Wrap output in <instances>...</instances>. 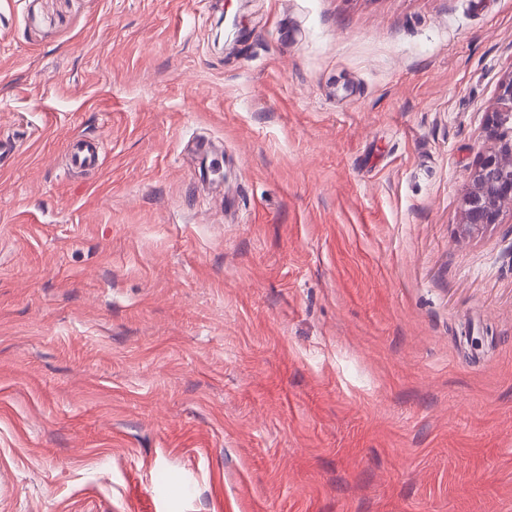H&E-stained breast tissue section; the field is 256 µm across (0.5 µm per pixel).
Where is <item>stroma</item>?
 Masks as SVG:
<instances>
[{"label":"stroma","instance_id":"stroma-1","mask_svg":"<svg viewBox=\"0 0 512 512\" xmlns=\"http://www.w3.org/2000/svg\"><path fill=\"white\" fill-rule=\"evenodd\" d=\"M511 77L512 0H0V512H512ZM506 109L487 115L485 133L492 146L480 156L463 198L465 230L497 224L512 204V77L501 85ZM69 164L72 168L94 169L98 166V148L82 139H73L68 146Z\"/></svg>","mask_w":512,"mask_h":512}]
</instances>
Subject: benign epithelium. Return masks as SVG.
I'll return each mask as SVG.
<instances>
[{"label": "benign epithelium", "mask_w": 512, "mask_h": 512, "mask_svg": "<svg viewBox=\"0 0 512 512\" xmlns=\"http://www.w3.org/2000/svg\"><path fill=\"white\" fill-rule=\"evenodd\" d=\"M500 97L506 109L487 115L491 147L480 156L463 198L467 230L499 223L503 209L512 204V77L502 83Z\"/></svg>", "instance_id": "benign-epithelium-1"}]
</instances>
